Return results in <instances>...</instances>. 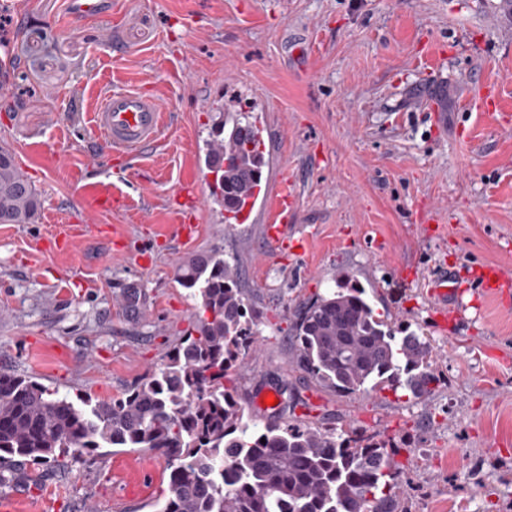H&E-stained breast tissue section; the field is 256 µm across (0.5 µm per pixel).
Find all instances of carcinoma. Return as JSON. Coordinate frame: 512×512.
<instances>
[{"instance_id":"1","label":"carcinoma","mask_w":512,"mask_h":512,"mask_svg":"<svg viewBox=\"0 0 512 512\" xmlns=\"http://www.w3.org/2000/svg\"><path fill=\"white\" fill-rule=\"evenodd\" d=\"M246 112L215 109L205 165L224 213L249 195L248 159L268 164ZM41 200L0 148V224H31ZM197 306L194 332L142 382L110 400H73L32 377L0 374V485L18 458L56 462L100 448L152 451L170 467L157 512H407L392 449L343 428L260 424L227 384L256 340L237 265L214 252L180 268ZM289 333L296 362L336 393H427L440 378L422 330L382 318L350 277L305 303Z\"/></svg>"}]
</instances>
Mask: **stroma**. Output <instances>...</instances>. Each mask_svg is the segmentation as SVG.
<instances>
[{
  "label": "stroma",
  "mask_w": 512,
  "mask_h": 512,
  "mask_svg": "<svg viewBox=\"0 0 512 512\" xmlns=\"http://www.w3.org/2000/svg\"><path fill=\"white\" fill-rule=\"evenodd\" d=\"M111 20L68 0H0V146L39 192L34 223L0 224V373L98 399L160 365L192 326L181 265L234 260L259 336L233 372L245 407L264 389L303 401L288 423L386 441L408 512H512V288L464 293L441 327L422 282L435 264L512 267V15L501 0H114ZM498 85L495 109L478 98ZM156 94L160 146L113 175L89 115L112 87ZM254 112L267 133V191L288 180V247L264 215L228 222L207 203L193 242L177 234L178 188L207 179L209 105ZM111 179L127 208L84 214L78 172ZM83 224L67 248L57 225ZM345 272L388 322L421 328L441 381L339 395L295 364L296 311ZM148 453L103 448L59 467L24 462L14 512H107Z\"/></svg>",
  "instance_id": "1"
}]
</instances>
